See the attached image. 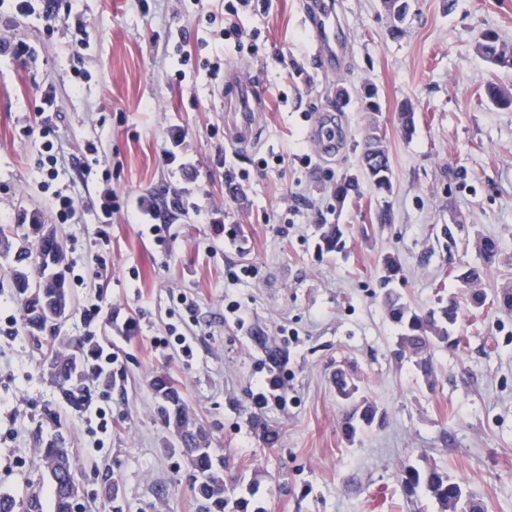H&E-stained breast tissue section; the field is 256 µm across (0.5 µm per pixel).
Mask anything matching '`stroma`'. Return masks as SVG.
Returning a JSON list of instances; mask_svg holds the SVG:
<instances>
[{"label": "stroma", "instance_id": "35a3bbf8", "mask_svg": "<svg viewBox=\"0 0 512 512\" xmlns=\"http://www.w3.org/2000/svg\"><path fill=\"white\" fill-rule=\"evenodd\" d=\"M330 2L345 46L339 67L315 56L302 0H252L239 10V40L220 38L192 0H63L61 14L81 17L89 35L79 63L66 28L50 34L32 17L11 28L39 58L29 69L0 60V228L17 231L23 209L43 214L63 247L70 291L58 331L94 334L112 356L114 381L91 406L72 409L44 368L46 341L23 327L0 335V499L36 490L50 505L38 447L50 408L80 468L85 512H99L112 482L125 512H198L190 464L157 415L152 380L163 375L223 455L227 495L245 497L248 512H441L426 487L409 488L398 471L431 463L484 512H512V311L492 302L462 310L459 347L432 351L427 378L394 355L382 286L393 256L400 272L390 287L413 310L463 297L456 273L480 264L484 237L501 249L486 291L512 286V108L485 95L490 83L512 95V69L478 48L489 28L512 50V0H409L396 35L382 0ZM180 45L222 59L219 74L182 68ZM233 76L266 88L247 148L225 129ZM47 86L60 101L59 148L76 157L92 141L101 159L78 220L67 224L41 187L38 146L22 134L39 128L35 107ZM371 90L375 113L365 108ZM407 109L410 136L400 120ZM320 119L339 131L335 150L309 137ZM373 120L392 189L364 181L339 198L337 186L360 172ZM172 125L186 132L191 176L163 160ZM106 182L130 197L181 194L164 246L130 213L100 222L93 204ZM215 202L222 220H198L196 209ZM384 206L387 224L377 219ZM329 224L344 231L341 250L319 246ZM239 263L254 265L256 278L233 279ZM184 297L196 302L195 319L182 318ZM231 301L247 312L245 325L225 319ZM170 323L191 335L193 358L156 346ZM268 346L287 354L288 403L259 410L251 390ZM340 365L378 409L352 438L331 382Z\"/></svg>", "mask_w": 512, "mask_h": 512}]
</instances>
